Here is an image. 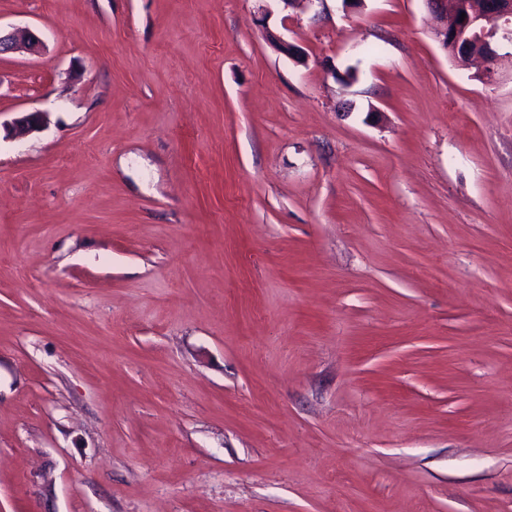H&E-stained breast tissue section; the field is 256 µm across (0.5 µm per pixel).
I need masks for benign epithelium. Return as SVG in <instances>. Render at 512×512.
<instances>
[{
    "mask_svg": "<svg viewBox=\"0 0 512 512\" xmlns=\"http://www.w3.org/2000/svg\"><path fill=\"white\" fill-rule=\"evenodd\" d=\"M434 19L432 34L443 49H451L452 57L464 63L478 55L486 68L480 77L485 83L496 80L497 65L505 54L501 50L512 46V0H483L475 5L470 0H425ZM465 18H460L461 14ZM267 39L284 54L305 62L303 53L285 42L278 34L269 31ZM42 48L41 38L31 29L16 27L0 31V56L9 53L35 54ZM46 113L20 112L3 125L5 137L23 139L38 131L44 124Z\"/></svg>",
    "mask_w": 512,
    "mask_h": 512,
    "instance_id": "benign-epithelium-1",
    "label": "benign epithelium"
}]
</instances>
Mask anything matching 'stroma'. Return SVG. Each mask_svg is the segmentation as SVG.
<instances>
[{"label":"stroma","mask_w":512,"mask_h":512,"mask_svg":"<svg viewBox=\"0 0 512 512\" xmlns=\"http://www.w3.org/2000/svg\"><path fill=\"white\" fill-rule=\"evenodd\" d=\"M432 24L0 0V512H512V59ZM41 48V38L29 28L16 27L6 32L0 29V56L17 52L35 54ZM17 114L8 124L2 126L0 122V139L2 127L5 132L4 138L23 139L38 131L43 126L46 118V112L39 111L19 112Z\"/></svg>","instance_id":"obj_1"}]
</instances>
